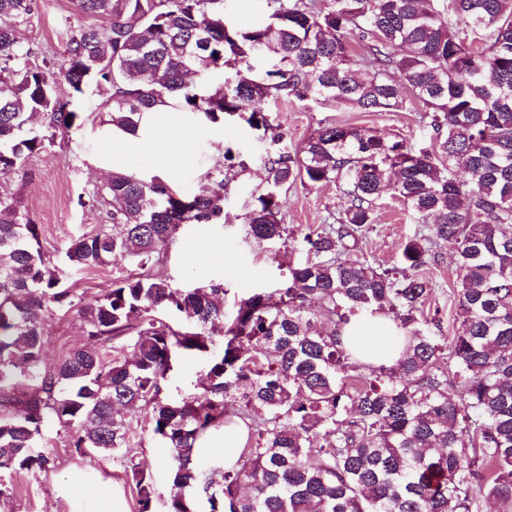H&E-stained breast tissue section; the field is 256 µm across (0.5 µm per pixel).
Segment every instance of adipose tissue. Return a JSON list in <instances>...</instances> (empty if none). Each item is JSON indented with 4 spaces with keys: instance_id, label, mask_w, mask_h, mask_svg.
Listing matches in <instances>:
<instances>
[{
    "instance_id": "adipose-tissue-1",
    "label": "adipose tissue",
    "mask_w": 512,
    "mask_h": 512,
    "mask_svg": "<svg viewBox=\"0 0 512 512\" xmlns=\"http://www.w3.org/2000/svg\"><path fill=\"white\" fill-rule=\"evenodd\" d=\"M95 136L108 146L93 162L101 173L126 170L130 157L148 155L153 164L144 171V178L159 179L173 188L179 175L199 168L203 158L196 149L198 141H210V159L224 153L223 134L215 132L202 115L181 111L171 97L143 112L135 131L105 124L96 129ZM342 343L366 366L395 364L403 350L389 327L375 318L352 320Z\"/></svg>"
}]
</instances>
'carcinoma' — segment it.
<instances>
[{
  "instance_id": "carcinoma-1",
  "label": "carcinoma",
  "mask_w": 512,
  "mask_h": 512,
  "mask_svg": "<svg viewBox=\"0 0 512 512\" xmlns=\"http://www.w3.org/2000/svg\"><path fill=\"white\" fill-rule=\"evenodd\" d=\"M83 25L58 62H31L17 38L33 0H0V178L54 143L79 114L57 94L97 97L108 122L134 130L164 94L222 127L238 117L269 135L265 186L243 214L248 234L283 240L280 190L339 185L334 224L304 234L306 257L272 293L254 292L224 315V282L182 290L158 270L183 224H222L229 186L248 168L227 166L186 196L133 173L112 178L88 205L105 222L59 263L39 228L0 192V500L20 470L50 469L35 451L50 425L74 430L68 447L110 457L130 447L137 412L169 448L172 485L123 456L136 512H479L480 498L512 512V0H266L268 18L224 21V0H73ZM270 65L256 70L255 60ZM234 70V78L213 81ZM398 77H393V73ZM333 102L361 112L422 113L430 145L358 127L321 124L300 148L263 101ZM466 164L469 178L454 173ZM388 190L432 218L404 244L399 265L378 270L345 254L375 223ZM455 245L462 331L440 336L424 314L432 288L420 274ZM120 253L136 272L113 279L95 306L62 285L69 270ZM76 312L89 343L47 363L43 323ZM183 313L193 331L164 320ZM383 314L406 337L394 366L361 367L340 336L355 317ZM205 365L200 391L162 398L175 359ZM239 417L248 434L235 466L206 471L199 442Z\"/></svg>"
}]
</instances>
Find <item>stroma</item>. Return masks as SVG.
I'll return each instance as SVG.
<instances>
[{
	"label": "stroma",
	"mask_w": 512,
	"mask_h": 512,
	"mask_svg": "<svg viewBox=\"0 0 512 512\" xmlns=\"http://www.w3.org/2000/svg\"><path fill=\"white\" fill-rule=\"evenodd\" d=\"M83 22L72 0H35L34 12L29 22L19 27L18 36L24 45L37 49L41 56L56 59L71 33ZM71 99L73 110L82 115V124L58 136L53 145L30 159L7 184L38 225L44 253L54 259L63 256L74 239L94 231L102 222L100 211L78 203L81 196L105 179L92 164L100 148L94 132L101 112L94 97ZM263 108L269 111L282 132L283 145L291 149L299 147L319 125L327 122L378 131L388 138L404 139L415 145L429 137L420 113L410 107L398 112H358L333 103L293 99L267 102ZM224 144L233 152L247 155L250 168L230 185L223 223L181 226L164 272L181 288L193 287L205 279L223 280L224 310L229 313L236 301L246 294L278 288L289 266L304 257L298 245L302 233L308 228L332 223L343 209L344 200L333 182L321 186L293 185L280 193L281 215L290 232L287 242L269 243L249 238L242 215L253 195L264 186L266 143L258 131L234 119L224 125ZM425 231V225L417 223L396 197L384 194L376 209V221L360 240L355 255L367 258L380 269L392 267L405 242ZM201 238L223 243V258L183 250L184 242ZM435 249L442 256L440 264L421 271L433 288L425 313L439 319L442 335L451 336L461 328L453 294L458 270L451 244L440 241ZM133 270L128 259L116 255L105 267L72 275L69 283L82 304L91 305L111 290L115 276ZM44 333L48 359L52 362L87 343L83 324L74 312L46 316ZM203 372L200 359L178 357L169 374L167 400L178 402L196 393ZM147 418L143 411L137 415L131 452L152 472L160 492L165 493L172 484V474L165 463L167 450L153 437ZM67 443L66 429L55 425L44 430L38 449L52 456L53 470L46 474L18 472L14 477L13 494L0 503V512H72L74 496L68 476L74 470L83 475L85 505H92L99 500L102 491L108 490L119 502L122 512H135L133 484L126 477L122 459L103 458L95 453L78 457L71 454Z\"/></svg>",
	"instance_id": "obj_1"
}]
</instances>
